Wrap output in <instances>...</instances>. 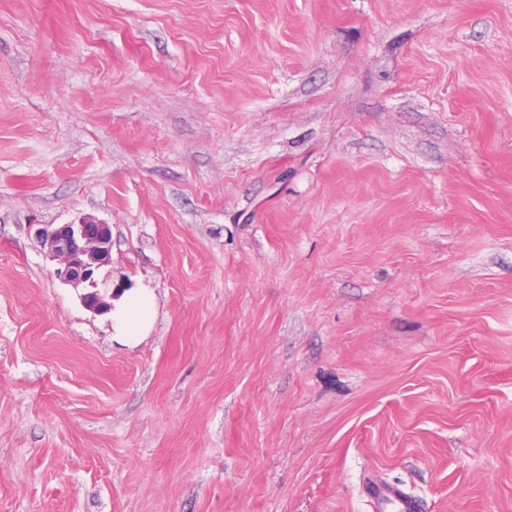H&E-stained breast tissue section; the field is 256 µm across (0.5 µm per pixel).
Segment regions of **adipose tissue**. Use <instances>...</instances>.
<instances>
[{
    "instance_id": "obj_1",
    "label": "adipose tissue",
    "mask_w": 512,
    "mask_h": 512,
    "mask_svg": "<svg viewBox=\"0 0 512 512\" xmlns=\"http://www.w3.org/2000/svg\"><path fill=\"white\" fill-rule=\"evenodd\" d=\"M109 316L113 339L132 346L148 335L155 319L153 295L144 288H119L111 300Z\"/></svg>"
}]
</instances>
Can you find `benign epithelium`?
<instances>
[{
  "instance_id": "7a95c632",
  "label": "benign epithelium",
  "mask_w": 512,
  "mask_h": 512,
  "mask_svg": "<svg viewBox=\"0 0 512 512\" xmlns=\"http://www.w3.org/2000/svg\"><path fill=\"white\" fill-rule=\"evenodd\" d=\"M37 237L56 261V275L75 287L85 286L81 296L86 308L101 312L107 308L104 295L98 290L97 271L110 263V226L85 217L70 224H47L37 230Z\"/></svg>"
}]
</instances>
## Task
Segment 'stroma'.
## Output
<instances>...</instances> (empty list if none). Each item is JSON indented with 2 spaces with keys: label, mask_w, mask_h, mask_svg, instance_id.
Instances as JSON below:
<instances>
[{
  "label": "stroma",
  "mask_w": 512,
  "mask_h": 512,
  "mask_svg": "<svg viewBox=\"0 0 512 512\" xmlns=\"http://www.w3.org/2000/svg\"><path fill=\"white\" fill-rule=\"evenodd\" d=\"M111 228L102 294L44 224ZM512 512V0H0V512ZM120 287L116 286L119 289L113 288L111 293L112 338L132 346L150 332L156 319V306L146 288ZM369 496L374 500L378 512H419L416 500L405 493L400 485H377L369 487Z\"/></svg>",
  "instance_id": "obj_1"
}]
</instances>
